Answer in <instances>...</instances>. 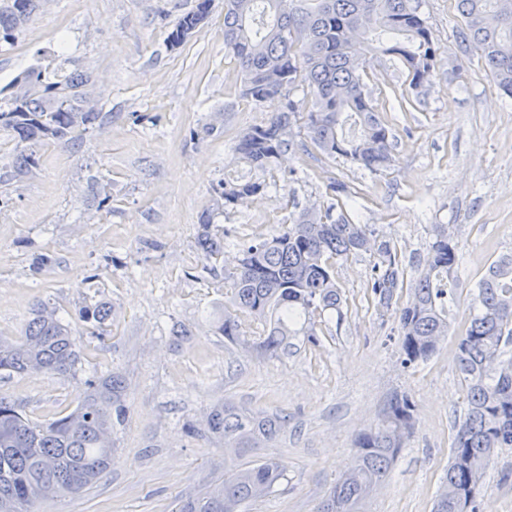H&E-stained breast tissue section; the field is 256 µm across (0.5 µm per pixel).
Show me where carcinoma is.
<instances>
[{
  "mask_svg": "<svg viewBox=\"0 0 512 512\" xmlns=\"http://www.w3.org/2000/svg\"><path fill=\"white\" fill-rule=\"evenodd\" d=\"M213 0H197L168 36L175 48L209 18ZM36 0H0V39L30 17ZM462 19L460 39L480 53L497 87L512 95V0H456ZM224 47L241 74L238 95L255 102H275L262 125L245 129L236 150L250 167L241 183L220 184L224 205L267 187L265 174L284 150L309 152L314 146L329 158L344 157L377 172L391 165L389 131L363 83L371 62L395 54L419 86L437 60L432 34L411 0H224ZM27 86L20 97L0 99V129L20 144L13 177L39 166L32 145L54 140L68 145L94 124L97 112L84 111L88 77L66 70H31L18 77ZM306 89L309 100L293 92ZM302 123L305 138L293 139ZM213 214L205 211L198 246L212 257L224 253V240L210 232ZM371 232L345 214L303 210L270 238L242 249L228 277L231 303L214 320L231 343L246 335L240 315L260 325L256 349L264 354L288 351L295 336L316 341L315 313L340 312L342 296L331 260L372 249ZM424 273L400 313L401 364L417 366L433 355L448 336L451 282L459 264L456 245L441 225L433 229ZM372 291L388 306L400 288L398 262L388 242L377 248ZM477 313L457 340L458 369L467 387V409L456 426L453 451L433 512H479L486 469L496 453L512 448V256L493 262L477 284ZM111 316L105 303L81 305L75 317L92 326ZM80 354L69 325L54 307L32 309L21 336L0 338V373L32 370L68 376ZM77 407L35 421L11 399L0 396V512H35L36 504L91 488L112 465L113 417L125 414V380L112 375L85 381ZM408 397L394 398L377 428L355 440L354 464L330 490L316 512H355L359 501L380 484L412 428ZM209 431L224 438V478L187 500L179 512H240L250 502L276 491L285 474L272 458L249 460L260 445L282 428L276 415L246 413L226 403L207 420Z\"/></svg>",
  "mask_w": 512,
  "mask_h": 512,
  "instance_id": "1",
  "label": "carcinoma"
}]
</instances>
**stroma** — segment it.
<instances>
[{
  "label": "stroma",
  "mask_w": 512,
  "mask_h": 512,
  "mask_svg": "<svg viewBox=\"0 0 512 512\" xmlns=\"http://www.w3.org/2000/svg\"><path fill=\"white\" fill-rule=\"evenodd\" d=\"M196 0H38L13 40H0V98L32 69L68 58L87 74L100 118L68 147L40 144L39 166L4 179L16 144L0 132V336H19L38 302L70 317L105 302L102 337L74 322L77 377H0V394L32 419L73 409L92 377L120 374L126 416L112 430L113 463L92 488L38 504V512H178L181 501L224 475V441L208 434L214 407L286 416L275 441L254 451L286 479L245 512H316L349 462L355 438L377 427L393 398L413 404L414 426L386 480L357 512H432L448 470L466 385L455 343L490 264L512 254V97L479 55L462 50L455 0H414L439 55L413 87L396 55L363 76L391 134L390 168L372 172L339 157L326 163L283 153L267 190L214 209L219 184L248 175L241 133L271 104L239 98L240 75L224 48V0L188 41L168 49L177 18ZM337 179L358 191L344 212L389 242L404 271L390 307L377 304L359 252L333 265L340 312L316 317L317 343L299 336L271 356L228 343L208 314L224 304V278L243 245L271 237L291 214L326 210ZM213 211L224 253L197 247L198 218ZM458 247L448 339L415 368L400 363V311L423 272L433 227ZM49 255L50 266L36 259ZM480 512H512V448L484 478Z\"/></svg>",
  "instance_id": "35a3bbf8"
}]
</instances>
